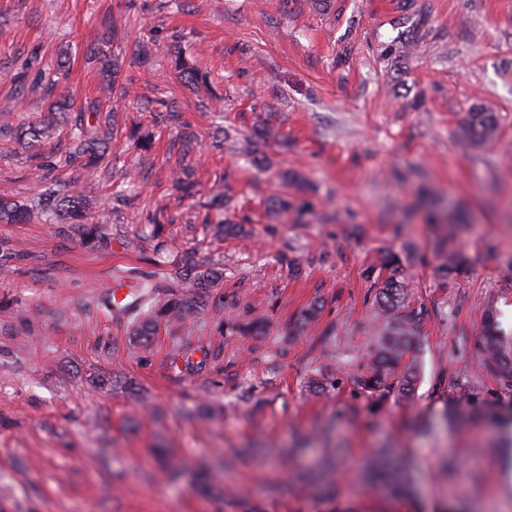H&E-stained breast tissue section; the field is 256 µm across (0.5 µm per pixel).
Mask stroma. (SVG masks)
I'll return each mask as SVG.
<instances>
[{
  "mask_svg": "<svg viewBox=\"0 0 512 512\" xmlns=\"http://www.w3.org/2000/svg\"><path fill=\"white\" fill-rule=\"evenodd\" d=\"M106 17L127 87L108 102V158L125 185L79 183L100 240L0 224L14 251L0 256V512H512V416H479L512 407L480 339L490 311L512 338V0H0V124L47 110L16 74L53 72L66 51L62 89L101 96L88 55ZM179 55L210 88L181 81ZM475 104L500 134L468 149L457 130ZM52 148L0 140V190L31 198ZM185 155L199 191L182 199ZM287 171L308 182L306 220L268 208ZM217 193L227 209L208 207ZM158 214L173 224L146 237ZM226 220L243 234L215 235ZM446 235L467 260L450 273ZM386 250L425 310L407 398L352 382ZM190 252L218 279L186 325L134 347L107 285ZM382 445L407 462L405 492L367 476Z\"/></svg>",
  "mask_w": 512,
  "mask_h": 512,
  "instance_id": "stroma-1",
  "label": "stroma"
}]
</instances>
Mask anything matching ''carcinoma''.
Listing matches in <instances>:
<instances>
[{
  "label": "carcinoma",
  "instance_id": "1",
  "mask_svg": "<svg viewBox=\"0 0 512 512\" xmlns=\"http://www.w3.org/2000/svg\"><path fill=\"white\" fill-rule=\"evenodd\" d=\"M94 54L107 84L118 82L119 65L109 47L99 46ZM59 82L58 77L40 75L29 84L26 76H19V86L28 84L30 89L39 90L47 97H56L47 117L19 128V143L37 147L52 139L56 129L65 125L69 126V134L64 150L48 156L45 164L48 174L41 179L36 197L27 202L15 199L8 192H0V223L14 224L35 216L51 222L60 217L65 223L74 225L86 241L92 242L99 238V228L86 221L85 199L78 189V179L63 180L52 172L70 168L82 158L86 159V171L97 169L112 139L111 126L109 120L100 119L98 112L101 108L95 103L71 112L66 98L57 94ZM498 130L497 113L476 104L466 112L458 138L463 146L477 148L491 142ZM194 175L192 163L180 164L174 174V186L191 190ZM382 263L392 270V275L376 283L375 306L383 322L376 337L369 370L362 373L355 383L365 391H396L407 396L415 389L418 369L416 365L409 364L398 373L396 367L401 363L405 347L415 340L421 317L418 311L406 310L407 289L405 282L398 278L402 268L400 259L394 254H387ZM185 266L195 270L194 276L186 277L182 270L177 269L170 281H156L149 276L140 278L136 283V298L121 307L120 314L126 319L130 334L138 345H149L160 324L179 323L194 315L195 301L191 289L201 288L217 278L214 269L205 268L191 259L185 261ZM483 352V372L496 378L504 387L512 388V348L497 334L491 312L487 313L483 326ZM379 457L384 463L381 479L389 485L397 484L403 462L393 457L387 447L379 450Z\"/></svg>",
  "mask_w": 512,
  "mask_h": 512
}]
</instances>
